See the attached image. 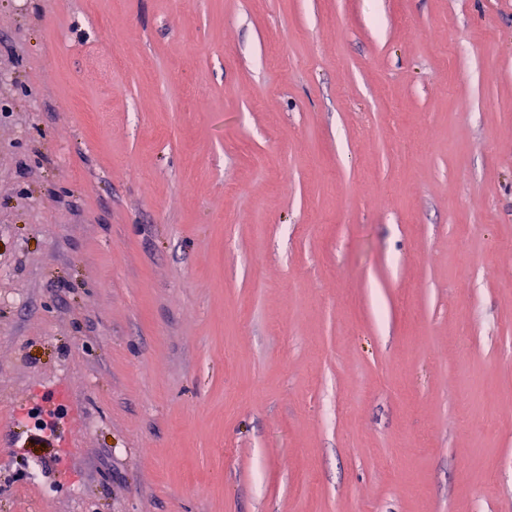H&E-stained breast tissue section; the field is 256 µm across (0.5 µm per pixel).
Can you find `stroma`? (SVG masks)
I'll return each mask as SVG.
<instances>
[{
	"instance_id": "obj_1",
	"label": "stroma",
	"mask_w": 512,
	"mask_h": 512,
	"mask_svg": "<svg viewBox=\"0 0 512 512\" xmlns=\"http://www.w3.org/2000/svg\"><path fill=\"white\" fill-rule=\"evenodd\" d=\"M509 387L512 0H0V512H512ZM64 411L61 406L49 411L41 407L31 408L27 415L31 420L34 439L40 442L57 440L59 438V420L63 417Z\"/></svg>"
}]
</instances>
